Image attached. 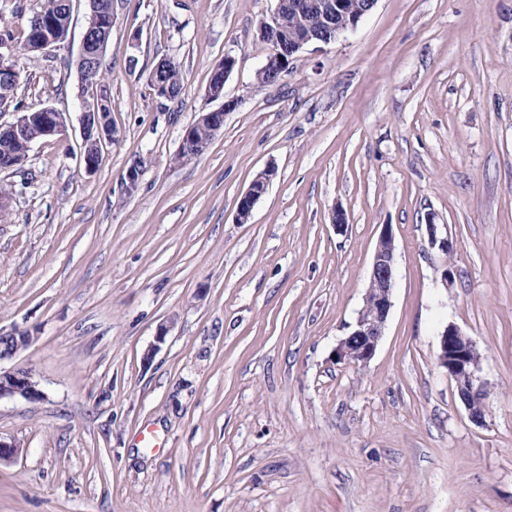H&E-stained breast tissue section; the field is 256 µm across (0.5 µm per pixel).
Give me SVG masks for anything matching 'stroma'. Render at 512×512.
<instances>
[{"label":"stroma","mask_w":512,"mask_h":512,"mask_svg":"<svg viewBox=\"0 0 512 512\" xmlns=\"http://www.w3.org/2000/svg\"><path fill=\"white\" fill-rule=\"evenodd\" d=\"M274 6L112 0L118 138L92 174L88 0H73L64 47L17 55L19 98L64 112L66 134L0 170V329L33 336L0 367L30 369L43 393L0 399V440L20 448L0 462V512H512V0H378L260 89ZM228 54L235 107L174 163ZM164 58L185 77L172 100L147 82ZM430 216L449 254L430 246ZM386 224L385 334L346 364L333 352ZM449 324L482 354L480 426L436 361ZM273 175L274 169L267 168L256 177L248 190L240 197L236 214L238 223L243 224L250 220L256 202L265 194Z\"/></svg>","instance_id":"obj_1"}]
</instances>
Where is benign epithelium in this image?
Here are the masks:
<instances>
[{
    "mask_svg": "<svg viewBox=\"0 0 512 512\" xmlns=\"http://www.w3.org/2000/svg\"><path fill=\"white\" fill-rule=\"evenodd\" d=\"M376 2L377 0H363L361 4H352L348 0H322L318 4H309L300 3L298 0H275L270 16L262 20L259 26V31L268 32L272 50L258 70L257 76L269 74L274 77L284 70L283 57L296 55L310 44H329L336 41L340 35L355 27L368 15ZM89 5L90 21L82 37L77 69L82 98L80 159L85 171L92 173L97 170L98 158L111 143L106 129L105 113L102 112L109 99L107 89L103 81L90 80V75L103 57L110 34V27L99 28L98 15L104 11L110 14L112 8L104 7L102 0H89ZM307 9L316 13V24L307 26L293 36L288 35L285 16L290 11L301 12ZM235 64V58L226 55L224 61L213 70V74L220 77L219 87L208 83L205 97L211 102H220V106L199 111L195 120L185 128L182 139L191 138L193 129L198 125L210 126L214 134L224 126V112L230 107V104L224 102V81ZM16 114L13 122L0 124V130L5 129L17 136H23L37 126L40 131L31 138L33 144L47 138H59L66 132L65 113L51 106L41 107L33 112L18 110ZM273 175L274 169L264 170L240 197L236 214L238 223L243 224L250 220L256 202L265 194ZM427 234L431 247L445 255L450 252L447 225L436 224L430 220L427 222ZM394 284L395 239L391 225L385 224L376 243L363 306L357 313L350 333L336 347L335 355L338 360L347 364L365 365L374 356L384 336L392 307ZM9 335L14 337V341L8 350L0 351V361L13 358L33 342V337L26 331L13 329ZM478 357L476 344L457 326L448 324L439 332L437 363L455 383L457 394L467 409L470 420L481 424L484 421L485 403ZM40 395L38 383L29 370L22 367L0 369V398L20 396L24 399H36Z\"/></svg>",
    "mask_w": 512,
    "mask_h": 512,
    "instance_id": "1",
    "label": "benign epithelium"
}]
</instances>
